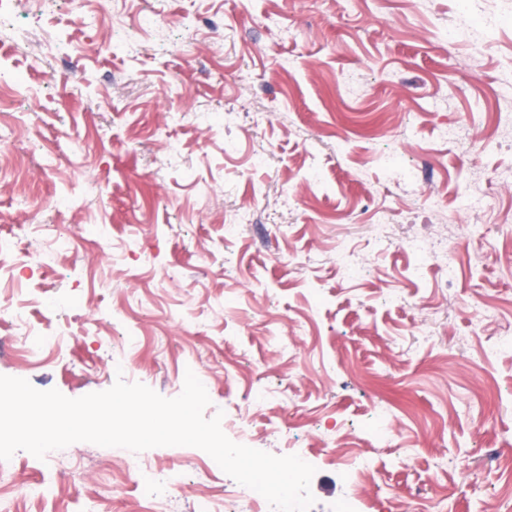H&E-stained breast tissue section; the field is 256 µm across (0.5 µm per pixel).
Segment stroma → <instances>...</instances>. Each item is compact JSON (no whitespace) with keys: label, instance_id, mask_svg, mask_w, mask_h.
<instances>
[{"label":"stroma","instance_id":"35a3bbf8","mask_svg":"<svg viewBox=\"0 0 512 512\" xmlns=\"http://www.w3.org/2000/svg\"><path fill=\"white\" fill-rule=\"evenodd\" d=\"M464 11L481 42L455 32ZM1 70L30 97H0V235L70 230L19 300L73 337L0 375L173 398L193 372L205 417L248 409L252 448L308 455L310 512L349 496L325 444L356 436L377 463L362 512L512 490L507 471L467 488L512 455V0H16ZM110 455L17 451L0 493L10 512H137ZM135 458L184 486L159 512L232 483L195 447Z\"/></svg>","mask_w":512,"mask_h":512}]
</instances>
